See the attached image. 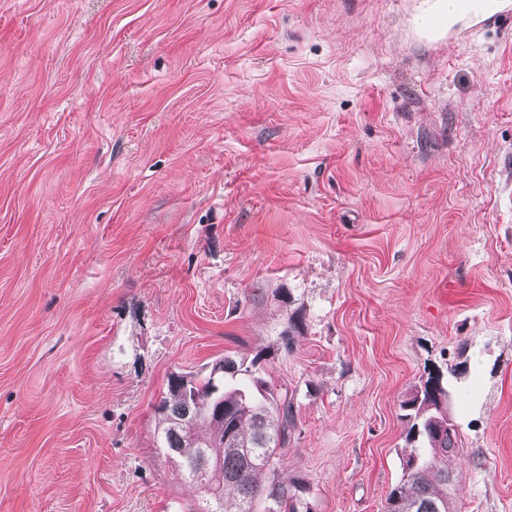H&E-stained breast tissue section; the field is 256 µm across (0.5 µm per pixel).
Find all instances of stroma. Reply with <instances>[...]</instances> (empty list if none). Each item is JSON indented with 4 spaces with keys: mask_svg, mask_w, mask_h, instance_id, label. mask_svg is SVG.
I'll list each match as a JSON object with an SVG mask.
<instances>
[{
    "mask_svg": "<svg viewBox=\"0 0 512 512\" xmlns=\"http://www.w3.org/2000/svg\"><path fill=\"white\" fill-rule=\"evenodd\" d=\"M0 0V512H194L171 373L287 391L277 472L383 512L451 379L454 512H512V6ZM414 25L417 32L426 30L437 20L444 25V34L449 35L448 25L461 20H473L479 13L493 11L501 0H418ZM473 14V15H471Z\"/></svg>",
    "mask_w": 512,
    "mask_h": 512,
    "instance_id": "stroma-1",
    "label": "stroma"
}]
</instances>
